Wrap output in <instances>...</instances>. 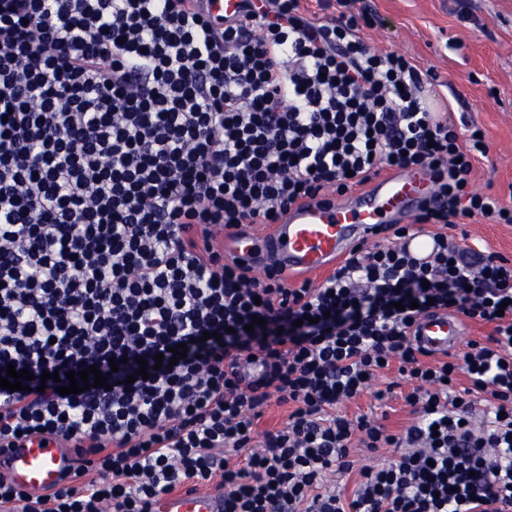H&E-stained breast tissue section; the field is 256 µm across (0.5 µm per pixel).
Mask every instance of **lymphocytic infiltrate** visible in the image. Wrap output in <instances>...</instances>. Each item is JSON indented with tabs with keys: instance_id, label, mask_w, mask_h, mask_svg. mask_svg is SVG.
<instances>
[{
	"instance_id": "lymphocytic-infiltrate-1",
	"label": "lymphocytic infiltrate",
	"mask_w": 512,
	"mask_h": 512,
	"mask_svg": "<svg viewBox=\"0 0 512 512\" xmlns=\"http://www.w3.org/2000/svg\"><path fill=\"white\" fill-rule=\"evenodd\" d=\"M370 24L356 0H0V377L33 375L0 388V455L43 436L78 456L44 494L0 475V502L150 512L189 485L224 512H512V265L447 234L512 224V200L473 190L485 137L440 111L435 74L371 50ZM411 168L442 206L321 282L256 276L213 235ZM439 311L491 332L431 357L412 329ZM93 366L105 386L59 394ZM393 369L409 425L344 413ZM273 403L286 421L258 432Z\"/></svg>"
}]
</instances>
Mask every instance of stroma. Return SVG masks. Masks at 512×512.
Returning <instances> with one entry per match:
<instances>
[{"instance_id":"35a3bbf8","label":"stroma","mask_w":512,"mask_h":512,"mask_svg":"<svg viewBox=\"0 0 512 512\" xmlns=\"http://www.w3.org/2000/svg\"><path fill=\"white\" fill-rule=\"evenodd\" d=\"M379 16L363 37L374 50H394L436 73L435 91L453 119L479 127L490 144L476 163V191L512 192V0H364ZM453 236L512 260V224L475 218Z\"/></svg>"}]
</instances>
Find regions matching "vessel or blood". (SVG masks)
Masks as SVG:
<instances>
[{"label": "vessel or blood", "mask_w": 512, "mask_h": 512, "mask_svg": "<svg viewBox=\"0 0 512 512\" xmlns=\"http://www.w3.org/2000/svg\"><path fill=\"white\" fill-rule=\"evenodd\" d=\"M437 203L429 171L391 172L349 196L296 205L269 231L228 237L224 246L255 267L269 265L289 273L317 275L334 267L353 245L375 240L381 225L408 223L421 208ZM466 330L459 316L439 312L420 320L416 340L439 355L454 350ZM74 466L73 449L39 437L0 455V473L30 490L56 486ZM153 510L224 512V497L217 491L185 487L161 495Z\"/></svg>", "instance_id": "obj_1"}]
</instances>
